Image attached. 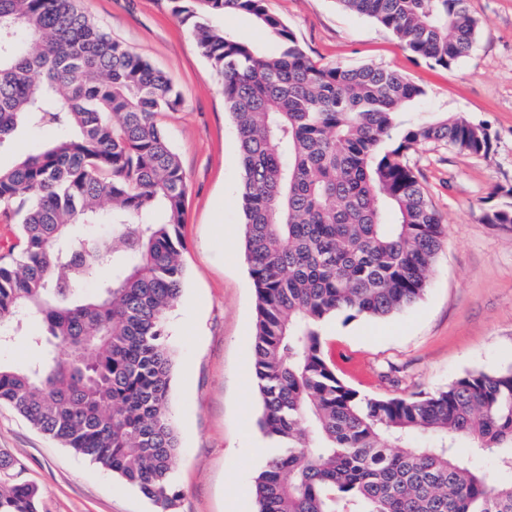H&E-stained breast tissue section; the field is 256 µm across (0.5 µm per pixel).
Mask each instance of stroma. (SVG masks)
Returning <instances> with one entry per match:
<instances>
[{
  "instance_id": "stroma-1",
  "label": "stroma",
  "mask_w": 512,
  "mask_h": 512,
  "mask_svg": "<svg viewBox=\"0 0 512 512\" xmlns=\"http://www.w3.org/2000/svg\"><path fill=\"white\" fill-rule=\"evenodd\" d=\"M88 17L163 72L182 103L159 122L187 180L181 296L167 315L173 355L169 406L179 438L169 512H230L272 447L259 431L250 380L256 296L244 253L238 131L188 23L169 0H82ZM320 65L381 66L426 95L414 119L465 115L490 129L476 157L427 142L401 157L447 228L423 299L386 319L337 314L324 349L337 373L370 397L447 387L473 371L512 366V224L487 213L512 207V0H467L477 21L470 53L441 67L404 50L371 18L338 0H265ZM0 452L41 495V512H159L107 470L74 454L0 404Z\"/></svg>"
}]
</instances>
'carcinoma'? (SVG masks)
Here are the masks:
<instances>
[{
  "label": "carcinoma",
  "mask_w": 512,
  "mask_h": 512,
  "mask_svg": "<svg viewBox=\"0 0 512 512\" xmlns=\"http://www.w3.org/2000/svg\"><path fill=\"white\" fill-rule=\"evenodd\" d=\"M79 2L0 0V153L29 129L64 131L0 167V206L21 226L0 261V337L65 348L0 363V403L166 509L178 436L165 320L184 281L187 183L157 117L181 99ZM170 2L193 20L239 133L257 296L251 381L258 426L277 448L254 477L257 512H512V368L368 398L336 375L322 334L338 313L382 319L421 299L446 233L400 156L430 141L485 156L488 126L420 120L390 148L396 114L421 86L379 66L315 63L265 0ZM338 2L440 66L475 39L467 0ZM228 13L251 16L279 53L213 24ZM106 207L110 235L78 230ZM488 455L497 481L471 461ZM0 512H39L37 487L0 478Z\"/></svg>",
  "instance_id": "cac0c4a2"
}]
</instances>
